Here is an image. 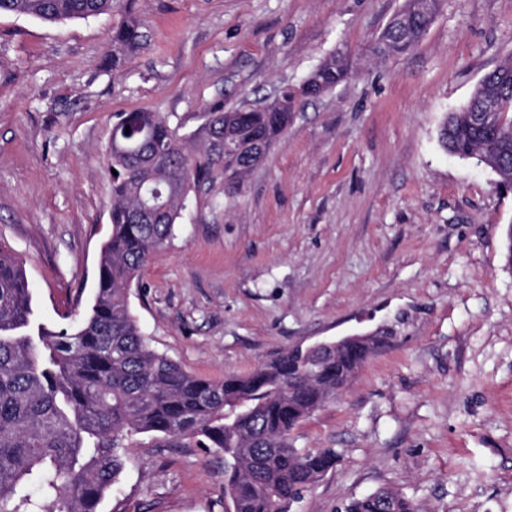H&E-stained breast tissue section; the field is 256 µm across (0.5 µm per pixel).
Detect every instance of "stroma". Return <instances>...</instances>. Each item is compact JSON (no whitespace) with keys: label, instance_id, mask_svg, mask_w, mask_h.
Returning <instances> with one entry per match:
<instances>
[{"label":"stroma","instance_id":"1","mask_svg":"<svg viewBox=\"0 0 512 512\" xmlns=\"http://www.w3.org/2000/svg\"><path fill=\"white\" fill-rule=\"evenodd\" d=\"M404 4L137 0L148 42L113 70V18L0 15V245L52 328L94 293L116 116L159 113L194 152L214 105L269 103L330 52L354 57L238 192L218 169L192 192L131 295L152 347L216 380L298 345L388 336L293 430L296 447L339 456L293 512L387 487L417 512H512V193L438 138L512 58V0H440L415 46L374 56ZM99 512H228L224 457L139 437Z\"/></svg>","mask_w":512,"mask_h":512}]
</instances>
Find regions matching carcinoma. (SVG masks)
I'll return each instance as SVG.
<instances>
[{"label":"carcinoma","instance_id":"carcinoma-1","mask_svg":"<svg viewBox=\"0 0 512 512\" xmlns=\"http://www.w3.org/2000/svg\"><path fill=\"white\" fill-rule=\"evenodd\" d=\"M136 0H0V15L63 22L116 14L112 63L147 40ZM405 3L378 37L376 51L390 57L420 38ZM347 52L329 54L307 77L305 97L319 96L352 71ZM474 88L466 106L446 116L439 131L454 156L477 153L498 181L512 185V60ZM282 105L210 113L193 137L203 152L188 153L169 120L138 112L144 133L137 157L107 146L112 177L110 228L90 309L67 328L33 320L25 271L0 247V512H98L119 482L135 436L159 447L195 443L224 454V494L231 512H282L338 461L331 448L304 451L290 434L357 373L368 355L331 353L300 373V357L286 350L249 374L199 377L153 349L131 311L141 270L176 236L177 221L193 188L215 167L224 170V193L236 192L288 131L297 92L285 86ZM501 99V112L479 120L483 100ZM169 148V165L150 161L149 143ZM341 512H416L402 493L385 489L348 501Z\"/></svg>","mask_w":512,"mask_h":512}]
</instances>
